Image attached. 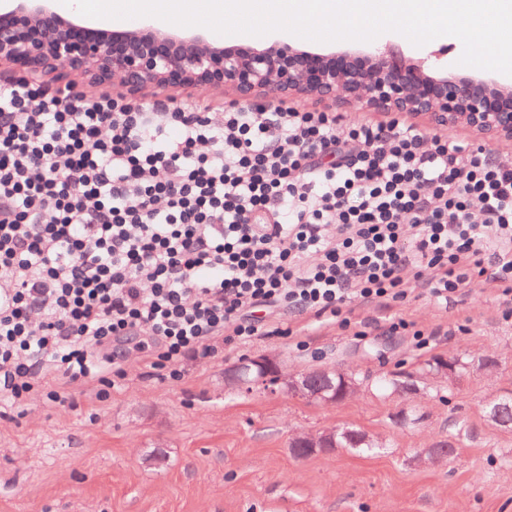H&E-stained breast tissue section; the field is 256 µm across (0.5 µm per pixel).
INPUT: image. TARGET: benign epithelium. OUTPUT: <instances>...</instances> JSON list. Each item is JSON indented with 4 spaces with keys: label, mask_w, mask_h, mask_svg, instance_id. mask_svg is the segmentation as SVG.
I'll return each instance as SVG.
<instances>
[{
    "label": "benign epithelium",
    "mask_w": 512,
    "mask_h": 512,
    "mask_svg": "<svg viewBox=\"0 0 512 512\" xmlns=\"http://www.w3.org/2000/svg\"><path fill=\"white\" fill-rule=\"evenodd\" d=\"M0 65L23 73L103 83L118 79L130 95L147 88L232 89L254 104L272 88L284 98L365 105L425 118L435 128L463 124L488 138L512 139V80L448 67L434 53L410 54L398 41L339 42L320 48L285 39L240 42L152 19L133 28L95 26L53 0L0 5ZM272 378L295 396L335 404L361 383L347 372H292L271 355L229 367L224 382L241 388ZM295 448L336 447V431L299 434Z\"/></svg>",
    "instance_id": "benign-epithelium-1"
}]
</instances>
